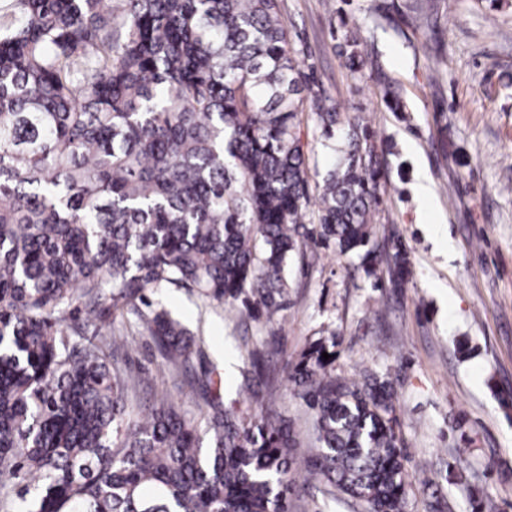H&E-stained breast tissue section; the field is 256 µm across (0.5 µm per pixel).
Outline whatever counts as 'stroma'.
<instances>
[{
    "instance_id": "35a3bbf8",
    "label": "stroma",
    "mask_w": 512,
    "mask_h": 512,
    "mask_svg": "<svg viewBox=\"0 0 512 512\" xmlns=\"http://www.w3.org/2000/svg\"><path fill=\"white\" fill-rule=\"evenodd\" d=\"M288 40L308 55L315 76L350 115L377 137L385 173L372 239L378 250L401 244L409 260L404 287L392 284V262L379 282L354 272L353 259L316 248L295 258L289 304L272 322L206 301L185 288H161L156 300L206 341V360L226 375L224 403L248 397L240 370L249 342L264 354L265 405L288 424L296 456L315 445L313 413L289 380L288 362L319 337L335 336L337 376L363 368L394 388L405 466L413 476L406 512H472L490 499L495 512L512 503V7L489 0L440 5L430 21L411 0H280ZM376 63L374 77L344 64L347 30ZM391 85L404 109L390 111ZM311 184L339 158L311 113L301 116ZM427 184L430 198L418 194ZM123 366L144 378L140 403L169 395L193 410L203 398L184 374L160 376L161 358L146 336L128 340ZM461 482L445 479L447 468ZM290 512H364L306 477Z\"/></svg>"
}]
</instances>
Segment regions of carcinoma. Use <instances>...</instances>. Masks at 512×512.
I'll return each instance as SVG.
<instances>
[{
    "label": "carcinoma",
    "mask_w": 512,
    "mask_h": 512,
    "mask_svg": "<svg viewBox=\"0 0 512 512\" xmlns=\"http://www.w3.org/2000/svg\"><path fill=\"white\" fill-rule=\"evenodd\" d=\"M345 39V65L363 71ZM302 64L278 0L0 3V493L15 512H288V427L251 398L222 408L216 367L190 382L208 410L163 396L130 415L138 379L93 317L107 305L178 371L206 342L148 298L157 288L270 321L309 247L363 248L357 269L379 279L374 135ZM306 106L325 138L346 130L315 195ZM392 259L399 287L404 251ZM329 345L290 375L319 442L301 467L366 512H405L392 390L336 376ZM262 371L254 355L241 371L254 396Z\"/></svg>",
    "instance_id": "1"
}]
</instances>
